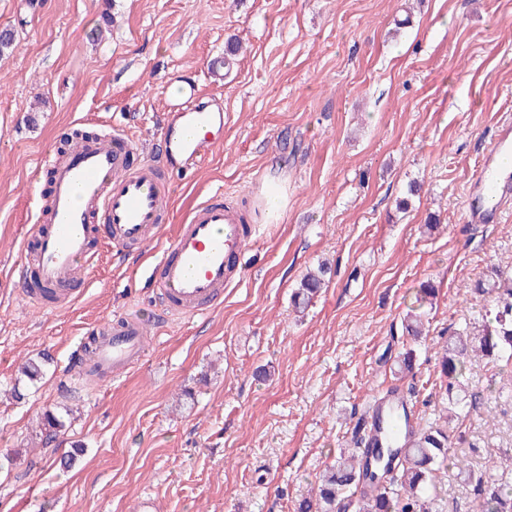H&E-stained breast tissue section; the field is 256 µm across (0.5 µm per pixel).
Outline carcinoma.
<instances>
[{"instance_id": "obj_1", "label": "carcinoma", "mask_w": 512, "mask_h": 512, "mask_svg": "<svg viewBox=\"0 0 512 512\" xmlns=\"http://www.w3.org/2000/svg\"><path fill=\"white\" fill-rule=\"evenodd\" d=\"M331 274L327 264L306 273L292 295V307L303 313ZM478 291L496 292V305L485 311L481 320L453 331L442 346L439 367L448 411L461 406L468 386L463 382L466 370L480 361L512 363V277L499 271L475 285ZM436 297L429 282L421 285L416 296L418 308L404 318L405 332L420 338L426 333L423 311ZM45 356L28 357L20 374L33 383L43 378ZM65 427L54 411L47 410L40 420V436L48 443ZM448 424L422 428L411 436L409 444L395 448L371 438L358 437L355 447L343 451L322 472L318 480L296 504V512H430L431 492L437 487L438 473L447 463H461L448 456ZM466 479L478 496V512H512V470L486 475L468 470Z\"/></svg>"}]
</instances>
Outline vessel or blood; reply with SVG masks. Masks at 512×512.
Masks as SVG:
<instances>
[{"instance_id": "obj_1", "label": "vessel or blood", "mask_w": 512, "mask_h": 512, "mask_svg": "<svg viewBox=\"0 0 512 512\" xmlns=\"http://www.w3.org/2000/svg\"><path fill=\"white\" fill-rule=\"evenodd\" d=\"M162 136V162L132 167L134 136L123 131L110 141L91 139L36 170L33 183L47 182L35 232L25 237L13 273L23 280L30 300L41 306H67L75 299L78 274H89L97 256L100 230L124 249L141 250L165 239V247L148 271L159 321L206 311L224 297L240 276L239 261L259 227L246 223L239 210L209 198L198 203L165 235L163 218L171 197L162 178L168 168L192 169L224 138V101L200 102L193 86L170 100ZM512 148V124L502 123L467 193L465 214L471 224L498 223L512 201V170L495 167L496 155ZM94 376H115L136 365L144 352L139 319L114 317L96 341Z\"/></svg>"}]
</instances>
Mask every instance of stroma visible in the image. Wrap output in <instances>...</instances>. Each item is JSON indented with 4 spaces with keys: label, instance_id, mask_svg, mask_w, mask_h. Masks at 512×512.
<instances>
[{
    "label": "stroma",
    "instance_id": "obj_1",
    "mask_svg": "<svg viewBox=\"0 0 512 512\" xmlns=\"http://www.w3.org/2000/svg\"><path fill=\"white\" fill-rule=\"evenodd\" d=\"M2 28L18 45L0 59V458L21 457L0 468V512H138L145 495L153 512H294L353 447L374 396L398 390L417 427L442 420L437 354L493 307L475 283L512 274V209L497 224L464 211L512 120V0H0ZM178 80L223 97L224 140L171 176V222L217 192L250 198L264 233L241 281L216 308L161 325L143 269L162 242L106 244L72 305L29 301L11 267L34 230L33 172L77 129L132 130L139 159H158ZM272 182L287 196L277 216ZM321 262L331 280L296 316L290 295ZM426 281L438 294L416 344L403 318ZM118 315L144 322L142 362L97 383L71 373L73 352ZM412 346L415 373L398 377ZM39 353L44 379L18 381ZM467 381L480 402L452 419L450 454L479 472L512 457V366L483 362ZM46 409L67 415L48 444ZM76 442L83 453L61 468ZM476 500L451 467L431 508Z\"/></svg>",
    "mask_w": 512,
    "mask_h": 512
}]
</instances>
